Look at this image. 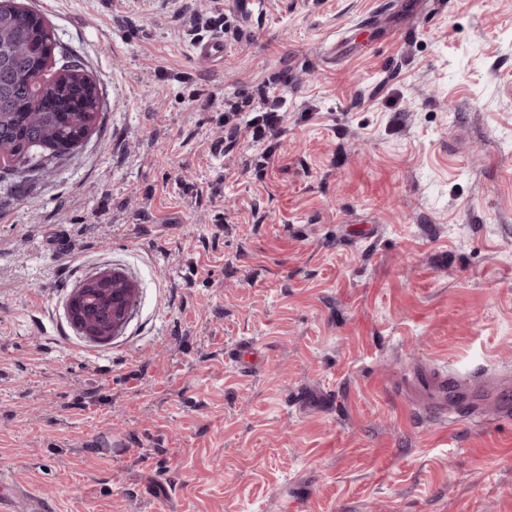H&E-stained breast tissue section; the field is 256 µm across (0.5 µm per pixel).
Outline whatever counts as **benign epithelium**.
I'll use <instances>...</instances> for the list:
<instances>
[{"label": "benign epithelium", "mask_w": 512, "mask_h": 512, "mask_svg": "<svg viewBox=\"0 0 512 512\" xmlns=\"http://www.w3.org/2000/svg\"><path fill=\"white\" fill-rule=\"evenodd\" d=\"M136 297V287L122 273L98 272L72 291L65 304L66 317L84 340L110 343L130 321Z\"/></svg>", "instance_id": "1"}]
</instances>
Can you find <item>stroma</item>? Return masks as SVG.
Instances as JSON below:
<instances>
[{"instance_id":"stroma-1","label":"stroma","mask_w":512,"mask_h":512,"mask_svg":"<svg viewBox=\"0 0 512 512\" xmlns=\"http://www.w3.org/2000/svg\"><path fill=\"white\" fill-rule=\"evenodd\" d=\"M21 2L105 106L0 171V471L49 512H512V410L411 382L512 379V0ZM109 269L95 345L64 304ZM112 294V308L100 302ZM137 289L122 273L104 271L84 278L66 301V317L77 334L93 344L111 343L130 321ZM417 380L420 383H426L427 385L432 386L437 395L444 400H448V395L457 398L454 405V415H459L470 408V403L460 396L463 393L462 391L465 388V385H463L454 374L439 373L434 375H425L418 377Z\"/></svg>"}]
</instances>
